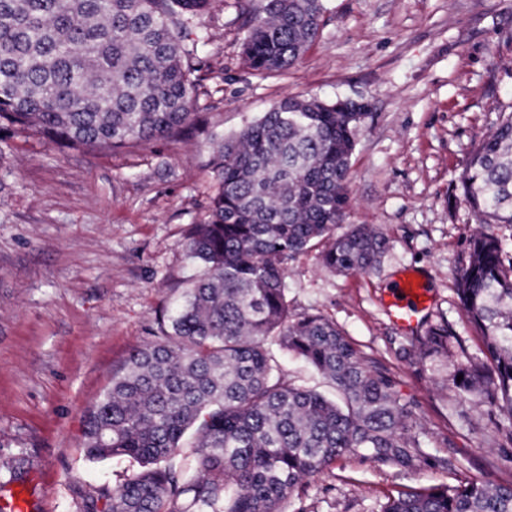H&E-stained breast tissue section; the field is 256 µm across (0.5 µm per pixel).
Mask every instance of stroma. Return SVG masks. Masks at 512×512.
I'll use <instances>...</instances> for the list:
<instances>
[{"instance_id": "35a3bbf8", "label": "stroma", "mask_w": 512, "mask_h": 512, "mask_svg": "<svg viewBox=\"0 0 512 512\" xmlns=\"http://www.w3.org/2000/svg\"><path fill=\"white\" fill-rule=\"evenodd\" d=\"M316 40L285 73L253 75L240 56V0L199 20L197 110L206 129L120 149L68 148L31 130L0 131V497L31 512H78L79 491L112 493L128 459H89L83 419L129 354L160 331L193 267L190 225L215 193L209 132L228 135L289 95L367 102L351 160L347 221L389 249L367 274L326 269L321 246L288 265L293 314L332 321L395 381L423 459L404 469L346 454L303 480L286 512H379L400 490L464 479L512 483V421L473 407L458 375L488 372L455 291L476 227L462 189L470 150L512 110V0H325ZM405 268L433 305L408 332L383 299ZM445 353L419 357L431 325Z\"/></svg>"}]
</instances>
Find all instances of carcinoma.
Segmentation results:
<instances>
[{
  "label": "carcinoma",
  "mask_w": 512,
  "mask_h": 512,
  "mask_svg": "<svg viewBox=\"0 0 512 512\" xmlns=\"http://www.w3.org/2000/svg\"><path fill=\"white\" fill-rule=\"evenodd\" d=\"M210 0H0V130L31 129L67 147L179 141L198 125L193 31ZM324 0H254L241 54L255 75L295 64L319 33ZM365 112L288 96L228 137H214L217 190L192 225L199 273L166 308L160 334L134 350L84 420L93 460L140 468L83 512H284L306 478L364 453L396 467L422 458L388 373L360 357L336 324L295 317L289 262L327 244L326 268L366 273L387 240L345 224L351 157ZM464 200L480 228L455 272L457 295L494 367L462 386L512 418V112L470 152ZM303 359L331 398L288 378L271 345ZM430 352L448 328L429 330ZM193 433L194 464L181 463ZM379 512H512V485L465 481L400 491Z\"/></svg>",
  "instance_id": "1"
}]
</instances>
